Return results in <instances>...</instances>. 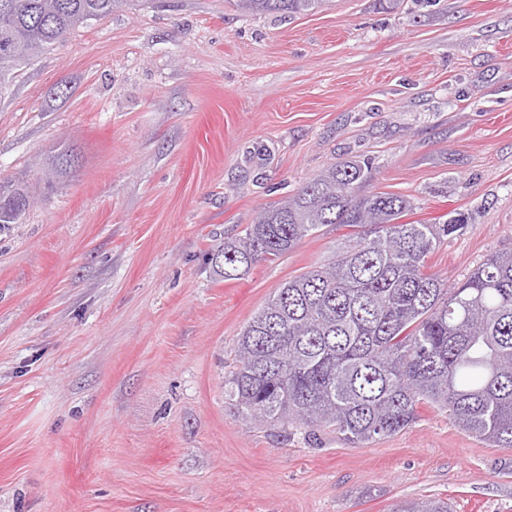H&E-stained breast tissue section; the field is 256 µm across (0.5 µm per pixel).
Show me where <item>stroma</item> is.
I'll return each instance as SVG.
<instances>
[{"label":"stroma","mask_w":512,"mask_h":512,"mask_svg":"<svg viewBox=\"0 0 512 512\" xmlns=\"http://www.w3.org/2000/svg\"><path fill=\"white\" fill-rule=\"evenodd\" d=\"M351 159L415 220L469 213L428 258L448 283L512 250V7L127 0L0 96V178L33 194L0 232V512H512V449L447 411L355 446L224 401L244 326L342 231L230 281L211 249ZM238 9L256 14H306L318 8L323 0H236ZM76 161H78L77 154H74L72 149H65L55 157L54 166L44 174L46 181L49 183L55 179L68 177L76 168Z\"/></svg>","instance_id":"35a3bbf8"}]
</instances>
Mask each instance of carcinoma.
I'll return each instance as SVG.
<instances>
[{"label":"carcinoma","mask_w":512,"mask_h":512,"mask_svg":"<svg viewBox=\"0 0 512 512\" xmlns=\"http://www.w3.org/2000/svg\"><path fill=\"white\" fill-rule=\"evenodd\" d=\"M125 0H0V95L40 54ZM323 0H237L256 14H306ZM59 153L44 177H68ZM368 161H345L264 209L211 260L224 279L288 253L321 227L350 229L333 260L283 283L248 321L224 399L244 419L332 429L363 445L437 407L465 431L512 449V251L496 252L453 286L428 257L468 224L404 221V195L370 189ZM29 185L0 180V231L20 223ZM393 512H450L448 502H402Z\"/></svg>","instance_id":"1"}]
</instances>
